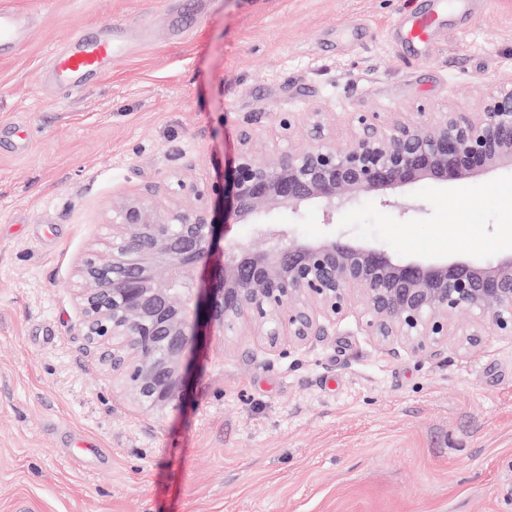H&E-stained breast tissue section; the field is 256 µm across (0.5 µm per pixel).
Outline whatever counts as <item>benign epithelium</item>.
<instances>
[{
  "instance_id": "7a95c632",
  "label": "benign epithelium",
  "mask_w": 512,
  "mask_h": 512,
  "mask_svg": "<svg viewBox=\"0 0 512 512\" xmlns=\"http://www.w3.org/2000/svg\"><path fill=\"white\" fill-rule=\"evenodd\" d=\"M308 121L303 150L264 154L246 133L224 178L170 180L165 201L112 202V236L80 255L70 287L82 335L136 402L157 411L180 404L192 356L215 326L226 334L248 326L285 355L326 335L322 319L355 302L371 336L415 354L440 355L464 313L469 348L487 334L512 338V251L484 262L397 261L343 236L300 240L288 224L254 225L258 249H219L231 215L254 219L310 201L331 212L365 194L512 168V78L476 112H420L413 125L360 115L362 132L339 147L321 113Z\"/></svg>"
}]
</instances>
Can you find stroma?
Here are the masks:
<instances>
[{"mask_svg":"<svg viewBox=\"0 0 512 512\" xmlns=\"http://www.w3.org/2000/svg\"><path fill=\"white\" fill-rule=\"evenodd\" d=\"M195 0H0L34 11L0 54V512H512V340L435 358L382 344L359 305L280 355L243 330L204 341L182 406L135 404L79 330L75 259L112 235L113 198L164 192L166 174L223 177L241 135L304 148L286 114L325 113L331 141L356 115L410 121L478 111L512 75V0L449 13L403 40L421 0H222L181 40L169 12ZM149 22L152 42L61 100L52 51L106 24ZM400 214L367 196L261 216L307 240L340 233L400 260L512 250V170L420 183Z\"/></svg>","mask_w":512,"mask_h":512,"instance_id":"stroma-1","label":"stroma"}]
</instances>
